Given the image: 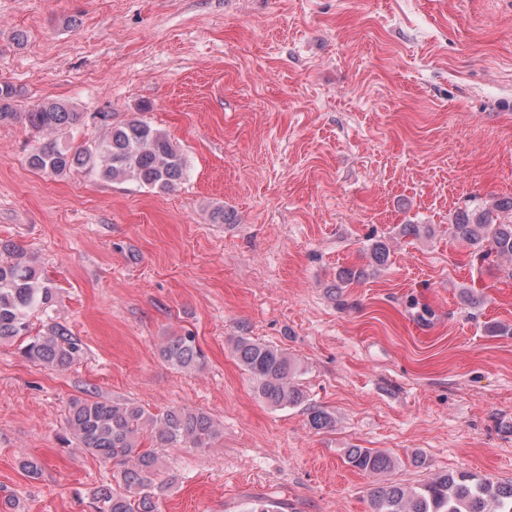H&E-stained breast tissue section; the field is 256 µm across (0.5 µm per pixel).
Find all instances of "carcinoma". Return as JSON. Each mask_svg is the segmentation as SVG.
<instances>
[{"label":"carcinoma","instance_id":"carcinoma-1","mask_svg":"<svg viewBox=\"0 0 512 512\" xmlns=\"http://www.w3.org/2000/svg\"><path fill=\"white\" fill-rule=\"evenodd\" d=\"M21 89L0 83V126L19 121L41 136L28 157L29 165L48 177L80 171L107 181H133L143 187L166 189L184 181L188 163L182 149L140 115L91 143L75 149L59 144L56 136L72 131L87 118L59 102H42L21 112ZM512 200L456 213L455 238L484 258L490 253L512 262ZM370 259L388 264L390 250L381 241L369 247ZM57 286L38 267L34 256L12 240L0 239V343H16L22 357L45 368L66 369L79 361L85 344L69 328L53 321L51 311ZM44 317L33 331L31 317ZM239 365L254 381L259 399L273 408L300 406L305 394L295 381L297 363L288 352L247 336L233 340ZM160 356L184 372L202 370L205 356L190 333L170 336L159 347ZM309 424L316 430L331 426V416L312 408ZM67 427L80 447L117 470L115 484L97 487L91 512H157V502L168 483L158 479L163 462L159 449L185 445L210 448L220 434L210 414L188 407L152 414L133 402L99 397L74 398L69 403ZM150 447H145V444ZM346 462L361 472L381 473L394 466L385 452L349 448ZM375 512H512V483L499 484L460 472L438 473L417 488L380 485L370 492Z\"/></svg>","mask_w":512,"mask_h":512}]
</instances>
